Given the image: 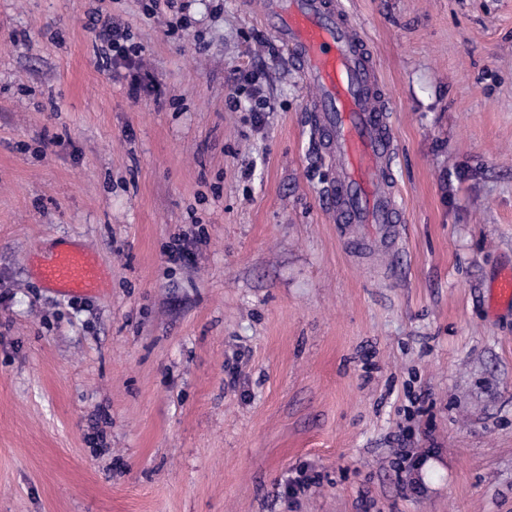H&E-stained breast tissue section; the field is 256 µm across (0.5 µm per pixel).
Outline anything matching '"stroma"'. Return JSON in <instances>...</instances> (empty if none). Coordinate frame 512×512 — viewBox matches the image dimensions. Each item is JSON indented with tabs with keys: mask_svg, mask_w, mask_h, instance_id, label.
Returning <instances> with one entry per match:
<instances>
[{
	"mask_svg": "<svg viewBox=\"0 0 512 512\" xmlns=\"http://www.w3.org/2000/svg\"><path fill=\"white\" fill-rule=\"evenodd\" d=\"M176 3L0 0V512H512V0H343L396 249L334 223L316 91L257 10ZM63 240L102 295L37 282ZM94 22L92 23L93 29L96 30L97 26V38L102 44L103 54L107 55V51H112V63L113 61L116 63L119 60L124 62L125 67L129 70L125 78L130 77L128 82L130 94L132 97H137L139 91L144 86L145 76L139 74V67L133 61V55L136 53V50L132 46L125 45V42L129 40L128 31L125 27L113 22L112 18H106L103 21L98 18ZM133 71H136V73Z\"/></svg>",
	"mask_w": 512,
	"mask_h": 512,
	"instance_id": "35a3bbf8",
	"label": "stroma"
}]
</instances>
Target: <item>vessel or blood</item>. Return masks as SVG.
Listing matches in <instances>:
<instances>
[{
  "mask_svg": "<svg viewBox=\"0 0 512 512\" xmlns=\"http://www.w3.org/2000/svg\"><path fill=\"white\" fill-rule=\"evenodd\" d=\"M260 12L303 80L316 88L321 147L337 179L326 199L340 224L375 226L393 241L404 214L390 178L394 133L371 52L341 0H262ZM43 288L63 297L100 293L105 271L87 248L62 244L34 260Z\"/></svg>",
  "mask_w": 512,
  "mask_h": 512,
  "instance_id": "1",
  "label": "vessel or blood"
}]
</instances>
